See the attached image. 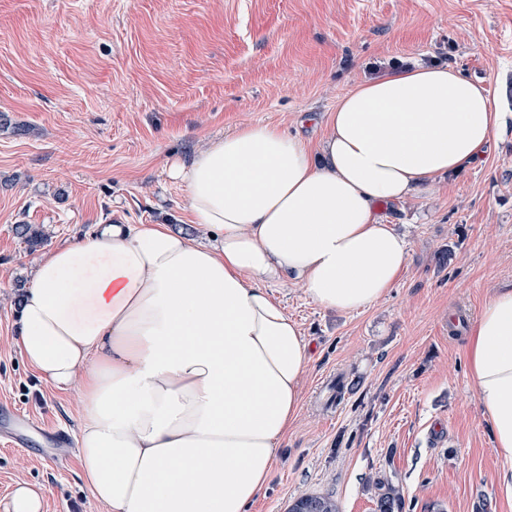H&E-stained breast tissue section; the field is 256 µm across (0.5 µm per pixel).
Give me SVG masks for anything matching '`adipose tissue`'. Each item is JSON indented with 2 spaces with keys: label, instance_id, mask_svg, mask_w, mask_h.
<instances>
[{
  "label": "adipose tissue",
  "instance_id": "ef3b65f1",
  "mask_svg": "<svg viewBox=\"0 0 512 512\" xmlns=\"http://www.w3.org/2000/svg\"><path fill=\"white\" fill-rule=\"evenodd\" d=\"M504 121L456 67H395L340 98L320 152L244 124L170 166L198 236L107 224L42 256L17 347L52 387L78 389L77 458L104 512H247L310 356L269 285L342 313L385 297L408 248L377 204L471 166ZM467 354L512 502V289L486 303Z\"/></svg>",
  "mask_w": 512,
  "mask_h": 512
}]
</instances>
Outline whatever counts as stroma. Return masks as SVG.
<instances>
[{"mask_svg": "<svg viewBox=\"0 0 512 512\" xmlns=\"http://www.w3.org/2000/svg\"><path fill=\"white\" fill-rule=\"evenodd\" d=\"M414 62L457 67L512 113V0H0V403L78 434L77 393L40 380L15 344L17 298L44 254L113 217L193 233L172 162L245 123L317 148L345 92ZM381 214L409 255L380 301L342 314L269 287L311 359L247 512H288L306 494L375 512L380 479L406 512H512L466 349L471 321L512 288V125L480 161ZM339 375L356 386L332 403ZM19 482L43 487L45 512H101L76 449L0 434V512Z\"/></svg>", "mask_w": 512, "mask_h": 512, "instance_id": "1", "label": "stroma"}]
</instances>
